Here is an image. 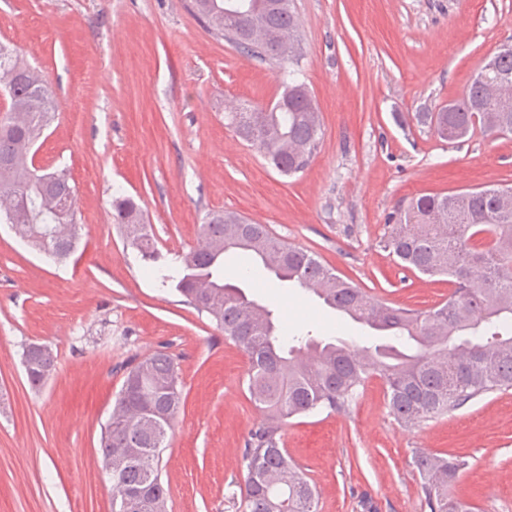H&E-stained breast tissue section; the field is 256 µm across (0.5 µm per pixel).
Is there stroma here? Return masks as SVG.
Returning <instances> with one entry per match:
<instances>
[{
	"label": "stroma",
	"mask_w": 512,
	"mask_h": 512,
	"mask_svg": "<svg viewBox=\"0 0 512 512\" xmlns=\"http://www.w3.org/2000/svg\"><path fill=\"white\" fill-rule=\"evenodd\" d=\"M298 78L321 118L303 173L281 175L224 118L264 107L284 69L212 35L184 0H0V40L37 66L58 111L36 144L39 165L77 188L76 251L46 261L0 224V512H111L99 438L133 359L173 356L184 404L162 479L171 512H241L242 456L262 414L247 357L163 276L197 242L206 214L232 210L314 253L371 296L419 312L447 298L445 279L406 270L379 246L391 217L425 194L512 185V137L439 139L418 113L461 97L482 61L512 42V0H294ZM134 197L159 259L143 261L112 220L115 191ZM245 254L224 277L270 309L283 340L309 335L378 344ZM58 359L41 391L22 352ZM319 491V512H430L418 452L463 455L449 486L480 512H512V389L405 426L381 381L345 410L314 411L282 431Z\"/></svg>",
	"instance_id": "obj_1"
}]
</instances>
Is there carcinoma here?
Returning <instances> with one entry per match:
<instances>
[{"mask_svg":"<svg viewBox=\"0 0 512 512\" xmlns=\"http://www.w3.org/2000/svg\"><path fill=\"white\" fill-rule=\"evenodd\" d=\"M270 0H187L186 7L216 37L262 61L298 66L299 19L293 0L271 19ZM276 37L279 52L269 53ZM495 73L472 80L445 108L423 115L442 140L457 142L479 129L512 136V52L494 55ZM0 91L8 101L0 119V223L10 224L28 245L56 261L70 256L78 239L74 186L64 170H37L32 149L57 111L39 70L0 42ZM237 107L228 113L238 136L255 146L285 176L307 167L320 139L313 97L292 82L265 113ZM512 186L423 195L397 211L382 247L405 268L446 276L448 299L425 312L393 306L338 276L313 253L272 235L266 225L233 211L210 213L197 245L181 256L175 290L207 313L250 360L247 389L263 413L244 454L243 512H318L319 494L280 446L288 420L316 409L338 411L371 375L384 386L389 413L414 426L463 404L512 387V208L500 197ZM127 246L144 260L157 258L153 236L130 197L112 201ZM239 249L258 258L279 280L295 282L328 307L357 323L417 343L396 360L349 345L295 336L286 347L270 310L224 281V254ZM26 376L41 388L57 368V356L37 343L23 351ZM182 402L178 367L159 350L125 367L123 385L104 426L99 454L112 472V512H168V488L159 470ZM414 466L430 512H475L448 494L469 467L464 456L415 453Z\"/></svg>","mask_w":512,"mask_h":512,"instance_id":"carcinoma-1","label":"carcinoma"}]
</instances>
